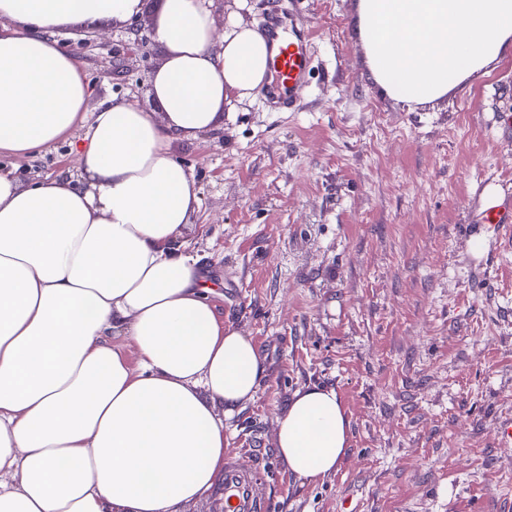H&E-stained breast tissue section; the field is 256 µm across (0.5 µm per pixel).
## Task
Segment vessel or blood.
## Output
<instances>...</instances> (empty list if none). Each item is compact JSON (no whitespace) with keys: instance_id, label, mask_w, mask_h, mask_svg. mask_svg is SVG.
Listing matches in <instances>:
<instances>
[{"instance_id":"obj_1","label":"vessel or blood","mask_w":512,"mask_h":512,"mask_svg":"<svg viewBox=\"0 0 512 512\" xmlns=\"http://www.w3.org/2000/svg\"><path fill=\"white\" fill-rule=\"evenodd\" d=\"M260 27L273 46L265 94L277 109H292L313 68L309 36L293 14L277 7L262 17ZM265 477L261 463L245 468L235 460L225 462L224 476L210 494L216 503L214 512H269V501L259 491Z\"/></svg>"}]
</instances>
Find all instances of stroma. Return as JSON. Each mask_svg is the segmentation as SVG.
I'll use <instances>...</instances> for the list:
<instances>
[{"instance_id":"1","label":"stroma","mask_w":512,"mask_h":512,"mask_svg":"<svg viewBox=\"0 0 512 512\" xmlns=\"http://www.w3.org/2000/svg\"><path fill=\"white\" fill-rule=\"evenodd\" d=\"M270 2L211 10L217 25H255ZM278 2L318 60L297 107L258 90L215 130L170 144L200 187L186 250L267 365L225 446L266 466L270 512H512V451L495 441L512 418V242L481 222L488 194L512 202V58L411 109L351 41L356 0ZM160 10L143 0L130 24L57 31L92 106L125 97L155 111L137 90L166 50L129 45L127 27ZM0 167L25 182L79 175L66 140ZM316 384L336 390L351 437L336 471L309 483L274 436L293 394Z\"/></svg>"}]
</instances>
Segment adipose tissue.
<instances>
[{
	"label": "adipose tissue",
	"instance_id": "adipose-tissue-1",
	"mask_svg": "<svg viewBox=\"0 0 512 512\" xmlns=\"http://www.w3.org/2000/svg\"><path fill=\"white\" fill-rule=\"evenodd\" d=\"M141 0H0V153L86 125L78 179L0 169V512H184L224 471V426L265 375L226 325L182 238L199 206L173 139L214 129L269 71L264 33L217 32L207 0H163L149 76L159 113L90 108L55 30L139 14ZM352 37L395 101L448 96L512 56V0H358ZM349 446L335 389L297 391L274 448L316 482Z\"/></svg>",
	"mask_w": 512,
	"mask_h": 512
}]
</instances>
